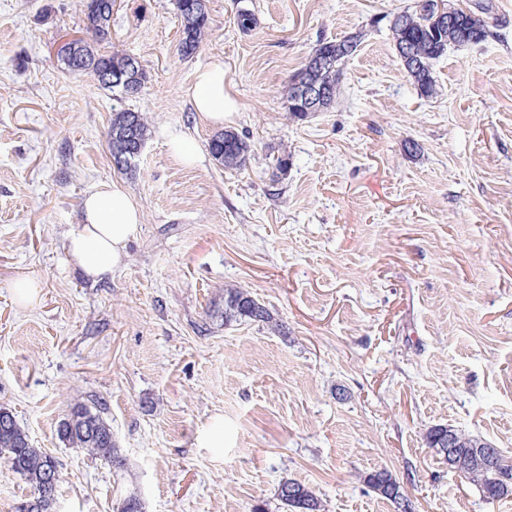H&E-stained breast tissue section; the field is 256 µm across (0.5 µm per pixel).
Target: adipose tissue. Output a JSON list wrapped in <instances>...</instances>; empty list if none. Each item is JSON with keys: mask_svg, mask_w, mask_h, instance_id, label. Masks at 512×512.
<instances>
[{"mask_svg": "<svg viewBox=\"0 0 512 512\" xmlns=\"http://www.w3.org/2000/svg\"><path fill=\"white\" fill-rule=\"evenodd\" d=\"M191 103L216 127L223 126L236 111V103L226 90L223 62L212 61L196 72ZM141 222V209L128 190L115 183L100 185L85 197L82 221L68 238L71 262L92 280L118 271Z\"/></svg>", "mask_w": 512, "mask_h": 512, "instance_id": "1", "label": "adipose tissue"}]
</instances>
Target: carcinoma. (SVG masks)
<instances>
[{
	"instance_id": "cac0c4a2",
	"label": "carcinoma",
	"mask_w": 512,
	"mask_h": 512,
	"mask_svg": "<svg viewBox=\"0 0 512 512\" xmlns=\"http://www.w3.org/2000/svg\"><path fill=\"white\" fill-rule=\"evenodd\" d=\"M115 0H84V12L89 24L99 23L110 27L112 8ZM180 21L182 42L178 45L181 56L194 55L203 41L209 23V11L200 8V0H176ZM431 5L427 0H417L414 9L398 13L397 21L390 24L394 49L403 63L404 69L417 90V93L430 98L436 92L437 79L433 62L439 59L448 46L457 44L452 29H441L432 23ZM361 37L351 36L347 42L339 40L322 41L315 49L317 54H331L345 60L353 55L360 46ZM129 55L113 52L102 54L95 51L83 40L75 41V48L68 59H60L64 69L70 72L90 71L100 86L119 90L126 96L139 93L146 79L140 73L136 88L131 89L122 83L106 79L105 72L123 73L127 71ZM320 82L327 92L324 108L336 104L341 95V68L335 65L320 73ZM110 131L114 137L131 135L135 142L143 145L150 134L147 118L140 112L123 109L112 113ZM211 155L226 169L243 170L254 156L253 144L241 137L236 131L226 129L215 135L209 143ZM291 166V156L284 151L271 162L270 180L278 183L287 175ZM249 321L266 326L278 327L273 322L269 309L242 288L224 289V322ZM0 459L13 473L19 475L30 488V496L25 500V512H54V501L43 498L38 492L53 480V490H58L61 482L59 462L52 454L34 447L28 433L21 427L16 416L6 408H0ZM59 440L73 448H82L90 455L118 462L116 443L112 439V426L100 412L88 405L77 402L70 407L69 413L58 425ZM497 464L484 466L473 464L470 471V483L479 487L489 500L498 499L512 492V483L504 486L501 476L512 474V457L506 456L496 448ZM380 472L366 478L367 485L377 494L392 503H397L393 492L401 490L397 480L392 487L383 486L379 480ZM277 499L287 507L288 512H322V504L316 494L305 484L295 479L282 480L276 491Z\"/></svg>"
}]
</instances>
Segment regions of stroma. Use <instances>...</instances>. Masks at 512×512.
<instances>
[{"mask_svg": "<svg viewBox=\"0 0 512 512\" xmlns=\"http://www.w3.org/2000/svg\"><path fill=\"white\" fill-rule=\"evenodd\" d=\"M461 3L487 8L493 35L449 47L423 98L389 32L414 0H209L189 58L175 0H116L96 49L147 75L122 97L58 61L62 40L90 37L81 0H0V408L60 462L55 512H118L133 494L144 512H282L286 478L324 512H398L364 482L382 469L412 512H512L426 445L443 425L512 456V0ZM357 33L341 99L291 119L289 77ZM216 58L239 106L228 126L256 146L243 170L212 157L217 129L190 103ZM120 109L150 123L132 173L107 141ZM176 134L196 164L173 155ZM112 180L143 222L94 283L67 238ZM25 277L39 291L23 304ZM237 287L278 329L224 321ZM77 402L100 405L121 464L59 440Z\"/></svg>", "mask_w": 512, "mask_h": 512, "instance_id": "1", "label": "stroma"}]
</instances>
